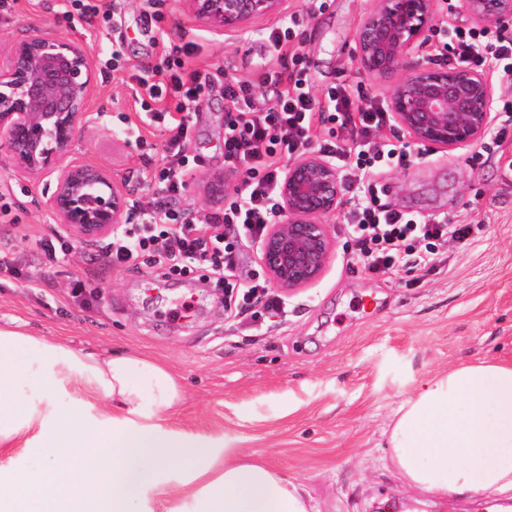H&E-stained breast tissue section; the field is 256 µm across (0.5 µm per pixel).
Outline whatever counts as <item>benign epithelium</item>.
Returning <instances> with one entry per match:
<instances>
[{"label": "benign epithelium", "instance_id": "obj_1", "mask_svg": "<svg viewBox=\"0 0 512 512\" xmlns=\"http://www.w3.org/2000/svg\"><path fill=\"white\" fill-rule=\"evenodd\" d=\"M185 11L215 29L236 30L251 19L282 10L283 0H182ZM481 26L512 18V0H460ZM439 22L437 0H375L355 39L354 60L372 75H399L385 103L395 128L431 149L453 151L485 133L492 121L491 78L468 67L436 68L411 59ZM93 77L84 45L33 30L0 48V150L15 172L36 177L59 172L47 201L57 223L79 240L112 234L133 218V190L102 168L75 157L90 121L86 104ZM341 171L326 156L292 159L280 186L281 220L261 244L260 264L279 288L294 292L314 283L332 251L322 219L343 204Z\"/></svg>", "mask_w": 512, "mask_h": 512}]
</instances>
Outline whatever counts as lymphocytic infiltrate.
Wrapping results in <instances>:
<instances>
[{
  "instance_id": "1",
  "label": "lymphocytic infiltrate",
  "mask_w": 512,
  "mask_h": 512,
  "mask_svg": "<svg viewBox=\"0 0 512 512\" xmlns=\"http://www.w3.org/2000/svg\"><path fill=\"white\" fill-rule=\"evenodd\" d=\"M293 35L289 25L270 30L266 40L276 65L262 67L246 79L224 82V96L236 106L235 115L224 125V157L240 171L242 180L235 197L210 216L200 218L171 205L194 169L195 157L187 147L189 115L206 79L188 67L171 71L164 85L143 73L139 86L147 98L140 103L139 119L147 126L163 127L168 134L152 180L170 205L145 213L136 228L113 232L101 248L108 264L129 265L145 256L152 266L181 274L186 260L197 258L222 274L225 303L253 301L265 310L280 311L278 296L265 284L243 288L236 282L238 247L244 241L262 243L280 212L281 159L303 154L317 128L324 133L321 152L336 161L347 177L352 203L344 226L361 243L368 270L389 275L408 265L433 269L438 245L469 236V225L416 217L382 203L384 188L370 180V173L405 162L413 145L382 136L392 117L384 100L366 96L361 85L343 81L324 98H316ZM442 49L456 65L489 67L512 76V35L504 29L454 27ZM212 224L222 225V232L209 234Z\"/></svg>"
}]
</instances>
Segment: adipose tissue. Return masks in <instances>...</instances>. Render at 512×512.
Here are the masks:
<instances>
[{
    "mask_svg": "<svg viewBox=\"0 0 512 512\" xmlns=\"http://www.w3.org/2000/svg\"><path fill=\"white\" fill-rule=\"evenodd\" d=\"M34 365L46 387L38 409L16 394ZM61 392L76 397L64 414ZM4 399L19 421L0 428V456L37 446L44 458L25 471L0 464V512H184L187 499L193 512H319L301 484L244 449L170 427L184 387L142 354L100 355L0 327ZM387 440L393 474L415 496L512 490V361L436 373L399 404Z\"/></svg>",
    "mask_w": 512,
    "mask_h": 512,
    "instance_id": "ef3b65f1",
    "label": "adipose tissue"
}]
</instances>
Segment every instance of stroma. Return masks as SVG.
Returning <instances> with one entry per match:
<instances>
[{
  "mask_svg": "<svg viewBox=\"0 0 512 512\" xmlns=\"http://www.w3.org/2000/svg\"><path fill=\"white\" fill-rule=\"evenodd\" d=\"M115 8L124 38L96 20L77 27L61 0H15L0 13V45L34 29L85 42L95 78L87 102L91 121L79 155L135 187L141 207L162 195L150 180L167 135L152 129L138 142L137 77L160 66L171 47L197 43L187 67L208 75L193 112L190 150L196 167L178 207L204 216L219 208L210 184L241 175L224 158V122L234 106L224 79L253 71L268 28L297 19L307 74L316 97L341 81L384 96L391 80L364 72L352 52L374 0H287L276 15L255 18L242 31L212 29L184 14L180 0H97ZM119 68H112L113 53ZM494 155L479 144L411 157L377 181L382 202L403 211L467 224L466 240H449L431 271L378 275L357 261L358 246L329 218L333 249L321 277L281 292L283 310L252 321L224 305L217 274L193 261L184 274L146 292L155 270L146 263L110 266L92 257L56 224L45 201L57 173L19 177L0 152V250L11 251L19 273L0 277V326L22 329L91 352L138 351L167 362L182 377L186 401L174 426L237 447L302 483L321 512H475V498L420 502L388 470L384 429L393 410L432 374L466 361L512 360V126L499 133ZM59 237L72 248L48 263L39 239ZM81 293H74V282ZM192 300L190 317L171 318Z\"/></svg>",
  "mask_w": 512,
  "mask_h": 512,
  "instance_id": "35a3bbf8",
  "label": "stroma"
}]
</instances>
